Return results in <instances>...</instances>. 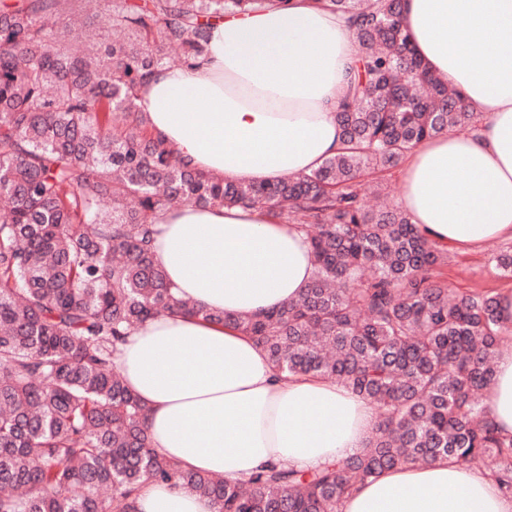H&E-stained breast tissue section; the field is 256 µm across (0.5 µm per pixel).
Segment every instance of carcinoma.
<instances>
[{
    "label": "carcinoma",
    "mask_w": 512,
    "mask_h": 512,
    "mask_svg": "<svg viewBox=\"0 0 512 512\" xmlns=\"http://www.w3.org/2000/svg\"><path fill=\"white\" fill-rule=\"evenodd\" d=\"M98 0L0 10V512H136L147 483L189 487L217 512H340L397 466L484 464L512 499V434L483 405L512 335L492 292L456 294L448 249L404 210L369 209L357 178L420 142L471 133L476 113L415 54L401 0H314L349 16L359 59L337 112L342 148L316 170L251 185L187 167L136 104L159 67L206 54V22L289 0H113L121 38L97 50L54 19ZM253 207L297 224L314 256L299 299L233 319L276 370L368 399L362 450L315 470L267 464L244 481L183 469L150 447L148 409L115 368L148 319L222 323L174 293L153 253L162 210ZM492 262L512 278V247ZM111 496L105 498L101 489Z\"/></svg>",
    "instance_id": "1"
}]
</instances>
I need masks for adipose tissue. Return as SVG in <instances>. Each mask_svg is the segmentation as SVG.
Returning <instances> with one entry per match:
<instances>
[{"mask_svg":"<svg viewBox=\"0 0 512 512\" xmlns=\"http://www.w3.org/2000/svg\"><path fill=\"white\" fill-rule=\"evenodd\" d=\"M416 54L482 116L465 137L419 143L402 170L401 205L432 243L512 240V0H402ZM192 69H156L138 95L152 133L193 169L263 185L306 174L341 146L336 110L358 53L341 14L288 6L224 15ZM156 261L180 297L228 317L296 300L314 270L292 224L245 207L159 214ZM117 364L149 410L152 448L184 469L245 479L285 461L314 468L363 448L372 404L334 381L278 380L265 352L229 322L160 316ZM484 401L512 433V351L496 359ZM138 512H215L189 488L149 484ZM342 512H512L494 482L448 461L399 467L348 496Z\"/></svg>","mask_w":512,"mask_h":512,"instance_id":"ef3b65f1","label":"adipose tissue"}]
</instances>
